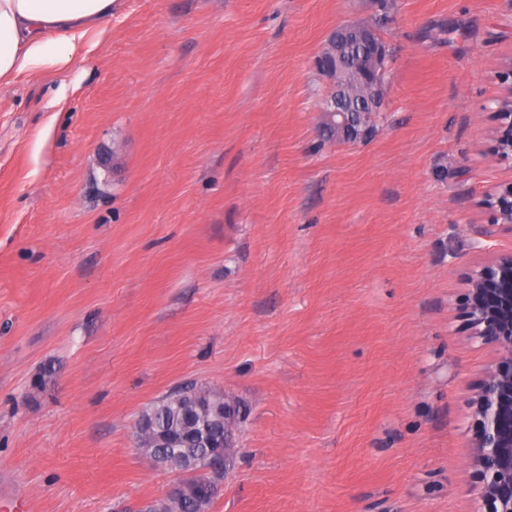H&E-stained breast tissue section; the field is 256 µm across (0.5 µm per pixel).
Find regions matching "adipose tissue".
<instances>
[{"instance_id":"1","label":"adipose tissue","mask_w":512,"mask_h":512,"mask_svg":"<svg viewBox=\"0 0 512 512\" xmlns=\"http://www.w3.org/2000/svg\"><path fill=\"white\" fill-rule=\"evenodd\" d=\"M120 0H0V84L86 58Z\"/></svg>"}]
</instances>
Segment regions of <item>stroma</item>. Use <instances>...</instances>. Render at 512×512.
I'll return each mask as SVG.
<instances>
[{
    "mask_svg": "<svg viewBox=\"0 0 512 512\" xmlns=\"http://www.w3.org/2000/svg\"><path fill=\"white\" fill-rule=\"evenodd\" d=\"M376 15L123 0L86 61L0 85V512L164 497L134 422L189 380L245 411L209 512H479L465 278L512 181V0H395L373 135L324 141L313 60ZM493 134L496 149L493 154L496 161H512V112H495ZM507 142V150L503 142ZM479 205L491 217V223L484 228V237L491 238L502 232L512 234V181L493 186Z\"/></svg>",
    "mask_w": 512,
    "mask_h": 512,
    "instance_id": "obj_1",
    "label": "stroma"
}]
</instances>
